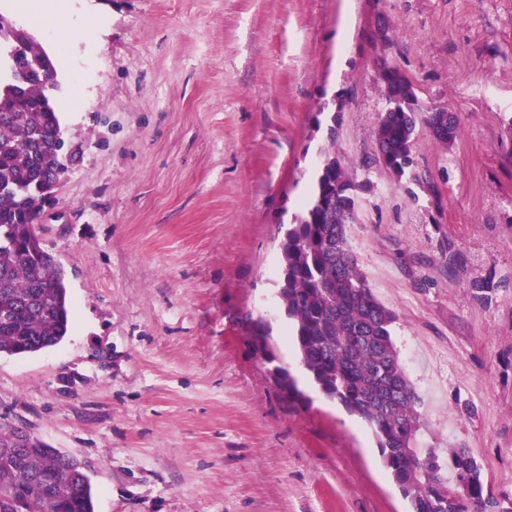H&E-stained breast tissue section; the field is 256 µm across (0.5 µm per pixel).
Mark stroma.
Listing matches in <instances>:
<instances>
[{"mask_svg":"<svg viewBox=\"0 0 512 512\" xmlns=\"http://www.w3.org/2000/svg\"><path fill=\"white\" fill-rule=\"evenodd\" d=\"M20 2L0 14L52 57L70 153L35 224L72 323L0 355V424L81 461L95 512H407L369 429L284 353L279 244L329 151L420 447L469 449L512 498V0H56L61 27L97 21L70 44ZM385 66L460 120L447 145L418 123L401 177L374 161ZM270 326L262 318L257 319L252 325V344L256 352L264 359L272 362L275 359L273 347L270 344Z\"/></svg>","mask_w":512,"mask_h":512,"instance_id":"35a3bbf8","label":"stroma"}]
</instances>
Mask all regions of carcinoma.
<instances>
[{"mask_svg": "<svg viewBox=\"0 0 512 512\" xmlns=\"http://www.w3.org/2000/svg\"><path fill=\"white\" fill-rule=\"evenodd\" d=\"M45 55L31 40L20 56L0 36V354L10 356L58 345L71 325L65 274L34 227L43 208L37 186L62 165L41 151L60 126L54 75L20 80V71ZM385 96L376 162L401 176L413 165L420 109L411 82L396 69ZM424 121L436 141L455 139L457 116L430 112ZM353 191L340 162L327 158L304 214L280 244L277 296L300 362L327 400L371 430L410 512H512V501L492 493L467 449L450 448L445 458L417 447L421 414L392 339L395 313L373 295L348 242ZM270 336L264 319L253 322L252 344L271 362ZM274 377L288 398L306 399L287 369L275 368ZM0 512H94L84 467L22 429L0 426Z\"/></svg>", "mask_w": 512, "mask_h": 512, "instance_id": "cac0c4a2", "label": "carcinoma"}]
</instances>
